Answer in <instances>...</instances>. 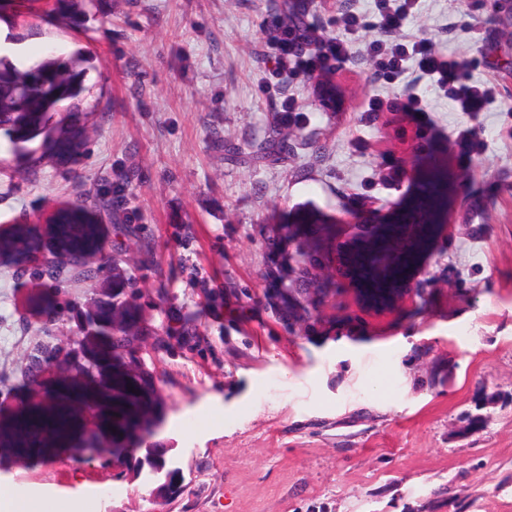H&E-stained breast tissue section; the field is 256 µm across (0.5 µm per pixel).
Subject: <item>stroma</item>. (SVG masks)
Instances as JSON below:
<instances>
[{
  "instance_id": "obj_1",
  "label": "stroma",
  "mask_w": 512,
  "mask_h": 512,
  "mask_svg": "<svg viewBox=\"0 0 512 512\" xmlns=\"http://www.w3.org/2000/svg\"><path fill=\"white\" fill-rule=\"evenodd\" d=\"M288 2L12 0L0 11L15 65L84 51L90 130L76 156L35 169L0 131V234L37 242L0 251V430L54 387L52 373L21 375L36 344L88 343L90 304L123 301L159 401L137 445L165 449L186 491L161 498L164 473L117 480L113 464L58 450L2 456L0 477L61 501L109 485L112 512H512V11L423 0L404 28L471 60L464 82L492 83L497 101L473 120L407 74L441 132L429 157L448 205L379 304L347 255L366 219L411 200L416 123L360 110L402 86L374 78L364 53L380 36L373 0H308L304 21L329 35L345 12L365 25L332 78L335 102L317 81L289 83L303 118L288 153L254 161L275 125L261 30ZM465 127L486 143L468 160L452 146ZM75 206L95 220L94 258L55 279L47 221ZM308 213L331 229L334 270L318 292L296 285L304 246L281 233Z\"/></svg>"
}]
</instances>
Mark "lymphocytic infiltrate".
<instances>
[{
  "mask_svg": "<svg viewBox=\"0 0 512 512\" xmlns=\"http://www.w3.org/2000/svg\"><path fill=\"white\" fill-rule=\"evenodd\" d=\"M419 7L420 0H374L375 25L382 36L369 42L364 52L374 65L375 76L393 84L403 79L409 70H418L422 77L429 79L435 93L450 100L458 111L478 117L494 101V86L489 83H463L462 75L470 66L468 60L439 53L429 39L402 38L403 27ZM336 24L340 29L336 36L324 34L316 26L300 27L290 15L265 26L264 42L275 66L264 91L275 96L273 108L280 124H297L301 112L293 96L275 95L274 90L281 78L303 81L323 76L337 70L340 63L350 58V36L358 32L362 20L357 14H344ZM362 110L369 120L384 112L409 113L418 122L417 138L438 135L437 128L428 117L424 96L412 87L387 96L372 95Z\"/></svg>",
  "mask_w": 512,
  "mask_h": 512,
  "instance_id": "obj_1",
  "label": "lymphocytic infiltrate"
}]
</instances>
